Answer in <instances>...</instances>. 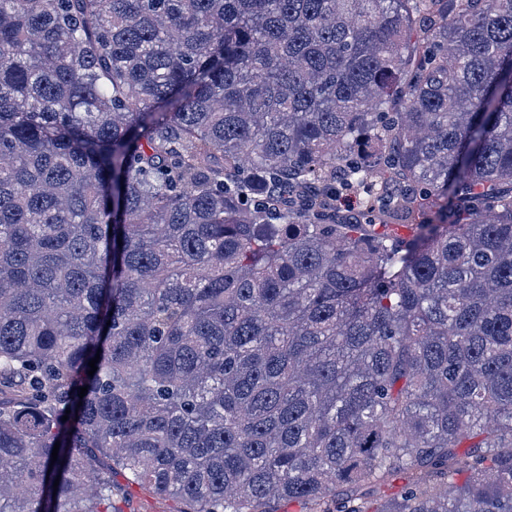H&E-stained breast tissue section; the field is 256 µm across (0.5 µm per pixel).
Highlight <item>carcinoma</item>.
Here are the masks:
<instances>
[{
  "label": "carcinoma",
  "instance_id": "carcinoma-1",
  "mask_svg": "<svg viewBox=\"0 0 512 512\" xmlns=\"http://www.w3.org/2000/svg\"><path fill=\"white\" fill-rule=\"evenodd\" d=\"M2 393L0 512H512V0H0ZM114 482L118 486V495L113 507L123 512H179L185 508L176 498L160 497L147 487L127 485L124 478L117 474Z\"/></svg>",
  "mask_w": 512,
  "mask_h": 512
}]
</instances>
